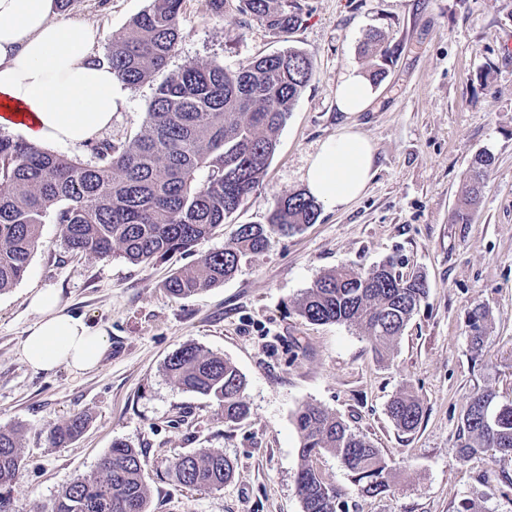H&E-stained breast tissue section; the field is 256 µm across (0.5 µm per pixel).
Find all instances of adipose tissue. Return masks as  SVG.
Wrapping results in <instances>:
<instances>
[{"label": "adipose tissue", "instance_id": "adipose-tissue-1", "mask_svg": "<svg viewBox=\"0 0 512 512\" xmlns=\"http://www.w3.org/2000/svg\"><path fill=\"white\" fill-rule=\"evenodd\" d=\"M58 0H0V126L41 147L81 146L112 122L124 84L94 57L105 32L58 18ZM377 90L355 66L335 90L338 111H366ZM375 174L373 144L346 126L326 139L307 168L308 192L319 202L343 206L360 197ZM36 318L19 343L34 371L65 366L75 373L99 367L110 342L106 330L67 312L50 289L34 293Z\"/></svg>", "mask_w": 512, "mask_h": 512}]
</instances>
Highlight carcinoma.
I'll use <instances>...</instances> for the list:
<instances>
[{"instance_id":"obj_1","label":"carcinoma","mask_w":512,"mask_h":512,"mask_svg":"<svg viewBox=\"0 0 512 512\" xmlns=\"http://www.w3.org/2000/svg\"><path fill=\"white\" fill-rule=\"evenodd\" d=\"M185 0H152L151 6L120 33L107 54L96 58L135 89L162 70L180 40L179 16ZM236 22L256 20L282 34L301 21L296 0H237ZM368 77L386 75L389 54L368 50ZM312 61L290 48L237 69L190 64L159 84L148 109L144 133L125 142L92 147L97 162L51 153L0 132V293L23 277L46 220L60 225L72 253L119 255L146 263L176 251H189L238 210L259 185L277 147L278 136L312 78ZM494 157L478 153L469 169L452 223L469 224L484 177ZM321 204L304 191L281 197L265 224H241L224 248L195 265L174 271L164 282L185 298L224 283L241 261L262 253L275 232H298L316 223ZM428 285L420 275L405 276L391 260L366 272L346 266L323 274L307 289L298 311L315 323L363 328L376 357L389 356ZM489 310L468 311L470 345L486 337ZM165 375L186 391L211 396L224 422L246 418L245 379L224 357L187 344L164 364ZM494 393H473L460 417L459 456L469 459L486 448L512 456V404L490 411ZM389 417L404 433L422 419L420 400L409 392L388 404ZM87 417L74 415L55 424L50 441L69 442L82 434ZM301 468L297 489L303 512H336V488L326 483L313 458L329 453L341 460L357 493L376 497L389 489L390 467L380 450L338 417L308 404L296 414ZM24 428L0 427V486L19 474ZM145 459L123 442L100 460L99 474L78 478L54 500L51 512H148ZM175 481L186 487L221 489L233 464L224 452L203 448L177 457Z\"/></svg>"}]
</instances>
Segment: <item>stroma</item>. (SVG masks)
Here are the masks:
<instances>
[{"mask_svg":"<svg viewBox=\"0 0 512 512\" xmlns=\"http://www.w3.org/2000/svg\"><path fill=\"white\" fill-rule=\"evenodd\" d=\"M300 26L283 35L234 21L237 0L215 15L207 0H185L181 38L153 81L126 93L101 139L140 134L157 83L186 63L235 69L294 47L309 54L312 79L280 132L258 187L223 226L190 252L134 264L119 256L68 252L59 225L45 223L21 281L0 294V427L25 429L17 478L0 486V512H49L62 488L97 472L121 441L141 450L150 512H303L297 410L320 406L379 448L390 488L359 495L331 454L317 457L340 494L337 512H512V457L494 449L463 460L460 415L469 395L490 389L512 402V0H299ZM151 0H73L61 20L122 31ZM385 37L393 56L369 109L337 112L347 67L366 68L364 43ZM375 148L376 174L364 194L322 206L316 223L272 235L224 284L187 298L163 283L178 268L223 248L241 224L265 223L282 196L305 189L311 158L343 125ZM490 152L483 196L469 224L450 220L476 154ZM418 273L428 294L391 355L377 359L365 333L316 324L298 304L324 273L365 271L386 259ZM52 288L72 313L103 327L111 347L101 366L40 374L18 353L35 319L32 293ZM489 309L487 336L472 352L466 313ZM186 344L223 356L245 378L248 418L228 424L210 397L183 390L164 373ZM406 389L423 406L417 430L400 432L386 408ZM83 413L86 430L50 445L49 429ZM224 451L234 473L223 489H192L169 474L174 458Z\"/></svg>","mask_w":512,"mask_h":512,"instance_id":"obj_1","label":"stroma"}]
</instances>
